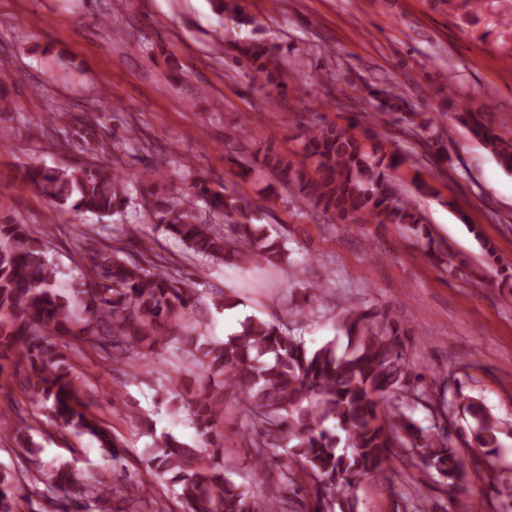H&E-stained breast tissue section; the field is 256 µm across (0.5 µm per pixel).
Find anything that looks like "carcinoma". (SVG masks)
<instances>
[{"label": "carcinoma", "mask_w": 512, "mask_h": 512, "mask_svg": "<svg viewBox=\"0 0 512 512\" xmlns=\"http://www.w3.org/2000/svg\"><path fill=\"white\" fill-rule=\"evenodd\" d=\"M217 15L242 19L239 0H212ZM236 52L250 76L283 91L286 74L263 40L239 43ZM380 115L403 113L399 120L412 132L424 131L423 147L443 157L442 131L426 112H402L395 90L371 86ZM456 119L489 150L500 167L512 172V138L498 133L477 112ZM371 130L356 134L336 124L314 123L301 136L304 153L316 164L308 177L277 152H266L257 168L241 163V152L227 157L247 179L256 171L274 175L283 187L322 207L331 222L395 224L414 233L424 230L423 216L406 199L391 171L400 157L368 144ZM140 204L171 236L204 261V268L230 266L247 271L256 265L292 266L287 241L252 223L251 204L198 179L182 205L162 191L158 170L139 174ZM22 181L53 206L78 215L122 213L130 203L127 177L100 165L89 168L28 165ZM222 217L200 219L196 203ZM49 233L28 225L0 222V373L13 356L31 369L25 390L50 405L52 419L76 436L90 435L110 453L114 444L85 400L81 381L58 339L76 336L91 346L112 350L115 363L127 364L154 352L172 337L188 344L203 374L192 386L166 392L176 414L190 412L195 441L164 433L147 466L171 475L172 492L186 512H358L359 500L346 493L364 479L392 482L396 463L416 457L442 485L463 492L465 461L451 442L448 425H423L417 407H432L416 391L423 375L408 363L407 329L371 309L344 308L337 315V335L306 346L288 325L303 309L288 308L269 320L250 316L222 341L208 336L207 310L177 272L140 246L139 257L125 248L93 239L81 260L91 283L65 296L55 291L56 266L47 257ZM236 396L243 423L253 435V469L260 487L236 485L224 470L223 436L215 422L227 394ZM475 447L492 453L499 447L500 420L481 402L469 400ZM36 481L59 512L78 503L84 512H105L113 494L107 485L81 484L66 463L51 465ZM29 498L0 477V512H18Z\"/></svg>", "instance_id": "obj_1"}]
</instances>
